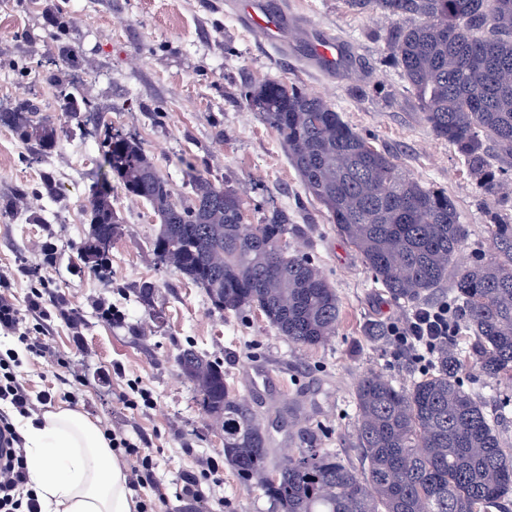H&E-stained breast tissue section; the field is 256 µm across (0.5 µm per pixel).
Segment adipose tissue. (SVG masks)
Listing matches in <instances>:
<instances>
[{
	"label": "adipose tissue",
	"mask_w": 512,
	"mask_h": 512,
	"mask_svg": "<svg viewBox=\"0 0 512 512\" xmlns=\"http://www.w3.org/2000/svg\"><path fill=\"white\" fill-rule=\"evenodd\" d=\"M30 480L46 512H133L127 474L85 414L59 406L26 430Z\"/></svg>",
	"instance_id": "obj_1"
}]
</instances>
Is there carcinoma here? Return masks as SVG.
<instances>
[{
    "label": "carcinoma",
    "mask_w": 512,
    "mask_h": 512,
    "mask_svg": "<svg viewBox=\"0 0 512 512\" xmlns=\"http://www.w3.org/2000/svg\"><path fill=\"white\" fill-rule=\"evenodd\" d=\"M354 10L395 21L389 44L432 134L452 145L492 197L512 168V0H345ZM246 106L261 114L288 148L304 189L361 254L377 283L396 301L416 304L451 281L463 313L465 346H441L429 369L408 386L375 373L354 391L356 446L366 475L335 453L308 448L274 458L248 405L233 395L224 370L193 348L177 355L204 390L224 431V458L239 479L266 497L271 512H509L512 448L504 447L500 409L464 387L460 372L477 369L512 381V216L488 225L494 252L460 263L470 234L443 191L406 175L321 98L284 81L250 85ZM0 123L37 145L54 148L56 132L20 102ZM89 190V232L78 260L95 271L107 262L106 240L120 233L112 183L150 206L159 219L157 260L203 289L222 311L257 308L288 343L312 347L335 335L339 300L311 260L288 252L297 232L274 208L247 233L242 200L201 175L193 198L177 203L167 178L135 139L113 133Z\"/></svg>",
    "instance_id": "carcinoma-1"
}]
</instances>
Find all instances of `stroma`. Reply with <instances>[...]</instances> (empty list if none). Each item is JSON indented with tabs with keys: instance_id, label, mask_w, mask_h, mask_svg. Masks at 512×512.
I'll return each mask as SVG.
<instances>
[{
	"instance_id": "35a3bbf8",
	"label": "stroma",
	"mask_w": 512,
	"mask_h": 512,
	"mask_svg": "<svg viewBox=\"0 0 512 512\" xmlns=\"http://www.w3.org/2000/svg\"><path fill=\"white\" fill-rule=\"evenodd\" d=\"M271 2L289 13L285 44L277 48L239 22L233 0H0V111L30 100L57 130L55 149L37 161L33 144L0 125V295L50 351L79 369L81 393L72 397L66 370L17 337L0 333V357L16 360L32 393H50L38 412L67 406L99 427L147 437L137 457L152 483L132 491L143 512H181L190 476L199 482V512L269 510L225 461L223 432L180 372L181 349L222 365L274 456L329 448L356 468L357 381L377 373L407 386L419 374L417 364L395 357L386 338L387 325L411 306L374 282L360 253L305 192L276 132L247 108L245 86L283 80L322 97L407 174L454 200L470 229L465 254L491 252L488 224L512 214V180L499 197L485 196L454 148L423 122L391 58L390 19L351 11L344 0ZM313 25L347 48L333 70L308 55ZM70 97L92 113L91 122L67 115ZM115 130L140 142L177 201L192 196L191 165L240 194L245 223H261L275 208L286 212L300 231L289 237V250L308 256L336 290L335 336L293 346L258 309L214 308L203 289L158 262L151 246L157 217L119 189L122 232L105 268H84L75 247L89 230V190ZM42 285L49 297L38 317L29 300ZM145 285L155 289L150 307L138 299ZM254 365L273 383L254 386ZM134 458L119 456L125 467Z\"/></svg>"
}]
</instances>
